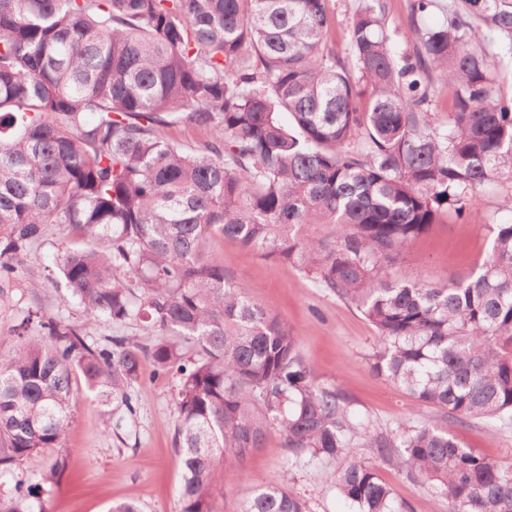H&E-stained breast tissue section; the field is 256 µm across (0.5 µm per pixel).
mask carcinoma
<instances>
[{
	"label": "carcinoma",
	"mask_w": 512,
	"mask_h": 512,
	"mask_svg": "<svg viewBox=\"0 0 512 512\" xmlns=\"http://www.w3.org/2000/svg\"><path fill=\"white\" fill-rule=\"evenodd\" d=\"M396 54L386 2L353 16L346 55L332 0H0V284L63 224L87 249L57 268L87 319H143L159 339L88 340L41 320L0 364V475L60 447L81 381L132 415L141 352L179 377V512H221L216 477L269 430L296 459L370 449L333 475L353 512H410L373 460L445 496L450 512H512V463L464 447L452 427L512 422V222L464 281L381 277L438 217L512 166V90L488 44L512 46V0H450L418 17ZM451 89L433 121L435 83ZM212 138L186 145L173 128ZM299 267L354 301L377 332L371 368L448 427L371 429L318 380L298 336L253 305L217 240ZM195 353L185 358L180 344ZM18 480L0 512H45ZM239 512H306L288 487H255Z\"/></svg>",
	"instance_id": "obj_1"
}]
</instances>
